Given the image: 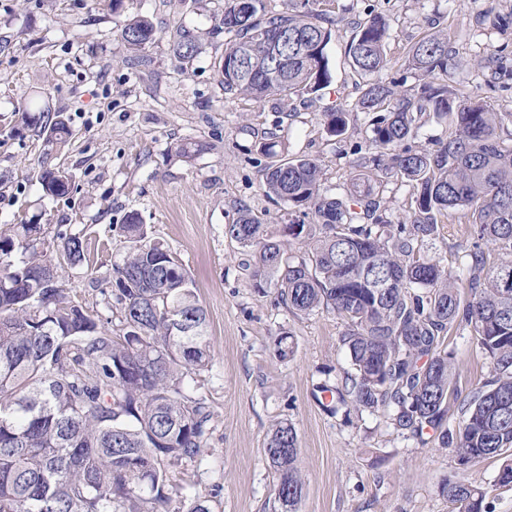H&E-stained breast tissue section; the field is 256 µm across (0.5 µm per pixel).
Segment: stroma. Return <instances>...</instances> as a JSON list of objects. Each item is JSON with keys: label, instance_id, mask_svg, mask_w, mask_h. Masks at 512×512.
Segmentation results:
<instances>
[{"label": "stroma", "instance_id": "35a3bbf8", "mask_svg": "<svg viewBox=\"0 0 512 512\" xmlns=\"http://www.w3.org/2000/svg\"><path fill=\"white\" fill-rule=\"evenodd\" d=\"M108 3L0 0V225L47 224L80 235L86 262L59 275L76 301L103 313L129 213L191 272L207 315L211 363L201 380L213 420L201 463L184 475L188 493L210 499L214 512H275L264 448L283 421L299 439L298 512H450L441 493L449 480L487 489L492 512H512V489L497 484L499 460L463 466L451 450L397 434L382 417L327 412L319 386L340 382L350 369L339 343L343 322L324 309L294 314L274 292L258 293L241 267L243 248L224 233L243 207L267 224L289 219L287 206L264 193L263 133H276L289 156L318 160L330 190L346 187L357 159L372 155L370 116L354 107L357 78L346 54L353 24L368 10L387 15L392 26L380 78L395 92L417 85L405 51L432 20L455 52L445 84L478 94L496 112L512 107V88L489 86L477 60L484 47L501 48L500 70L512 75V27L485 17L486 0H316L315 9L343 17L326 47L331 84L285 106L225 96L217 31L224 0H123L116 14ZM132 15L155 28L153 42L137 52L120 35ZM180 28L197 41L184 66L175 53ZM32 100L67 116L72 137L61 152H49L22 121ZM339 105L348 110L347 130L336 137L324 114ZM186 142L199 152L181 157L177 148ZM45 163L71 174L69 195L45 196L37 177ZM373 176L388 220L405 221L407 183L381 170ZM471 241L470 225L452 210L425 253L454 271ZM284 332L293 346L285 361L274 346ZM447 350L460 395L481 387L488 359L469 331L450 335Z\"/></svg>", "mask_w": 512, "mask_h": 512}]
</instances>
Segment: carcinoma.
<instances>
[{
  "label": "carcinoma",
  "instance_id": "cac0c4a2",
  "mask_svg": "<svg viewBox=\"0 0 512 512\" xmlns=\"http://www.w3.org/2000/svg\"><path fill=\"white\" fill-rule=\"evenodd\" d=\"M221 23L224 93L286 102L328 85L326 47L340 18L310 8V0L281 13L267 10L265 0H224ZM389 31L380 13L355 23L347 54L358 77L387 67ZM154 35L144 16L121 29L134 52ZM274 42L285 59L277 74L265 67ZM246 46L245 72L228 68ZM195 53L194 38L182 32L177 58ZM407 59L417 93L397 94L376 80L364 84L357 106L372 115L373 167L412 189L409 223L387 219L369 178L330 193L317 160L283 157L270 139L264 192L312 223L265 224L243 209L226 232L249 250L258 292L272 288L295 314L323 308L345 323L340 344L351 370L340 385L321 388L329 412L380 414L401 435L451 449L461 464L497 458L498 484L511 486L512 259L488 265L481 243L512 255V147L501 139L512 111L494 112L474 93L439 83L451 60L442 31L422 37ZM425 112L451 117L452 129L436 148L414 150L406 142ZM325 118L331 134L345 133L344 109ZM29 120L51 149L67 145L62 113L39 106ZM39 180L52 197L71 187L61 168L42 169ZM450 209L463 212L475 237L458 273L423 252ZM120 231L126 251L114 267V326L72 300L58 275L61 266L86 261L81 237L58 232L60 244L50 251L41 249L48 235L42 224L0 229V512H170L175 498L183 512H213L207 499L185 493L180 477L201 460L212 430L198 382L210 362L206 312L190 272L164 241L147 236L137 214ZM284 236L299 244L297 254L284 249ZM391 274L393 282L376 287ZM462 325L490 371L485 386L461 402L454 429L448 400L459 391L446 341ZM265 456L280 512H297L303 482L292 424L273 426ZM441 492L452 512H489L481 487L448 481Z\"/></svg>",
  "mask_w": 512,
  "mask_h": 512
}]
</instances>
